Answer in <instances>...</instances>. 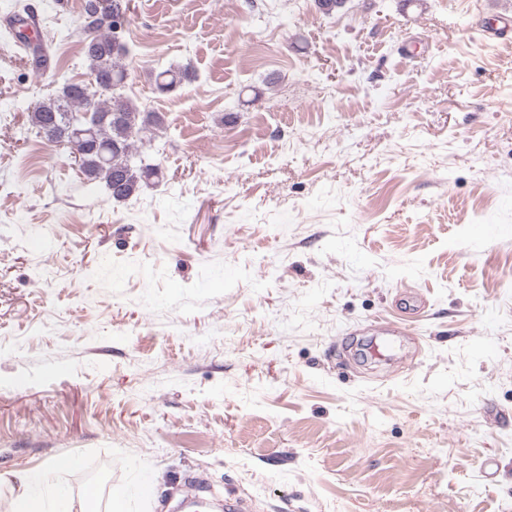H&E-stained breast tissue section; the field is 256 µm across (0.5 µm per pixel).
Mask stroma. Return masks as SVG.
Returning a JSON list of instances; mask_svg holds the SVG:
<instances>
[{
	"label": "stroma",
	"instance_id": "stroma-1",
	"mask_svg": "<svg viewBox=\"0 0 512 512\" xmlns=\"http://www.w3.org/2000/svg\"><path fill=\"white\" fill-rule=\"evenodd\" d=\"M83 4L0 8V512L42 465L72 512L192 477L251 512H512V42L480 33L512 0H132L164 177L119 203L30 123L88 78ZM406 295L408 361L341 365ZM193 77L194 74L188 67H173L170 65L168 68L156 70L154 73L155 89L162 92H172Z\"/></svg>",
	"mask_w": 512,
	"mask_h": 512
}]
</instances>
